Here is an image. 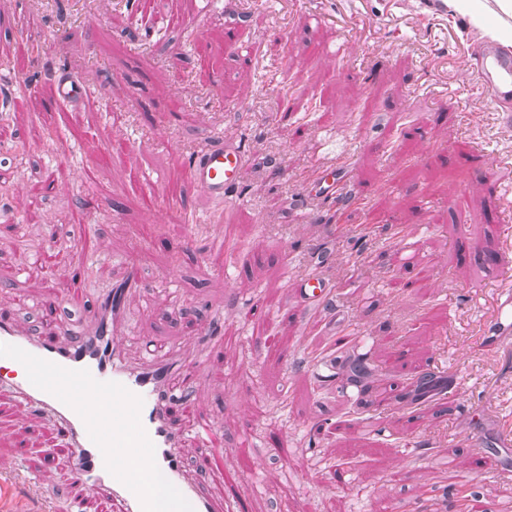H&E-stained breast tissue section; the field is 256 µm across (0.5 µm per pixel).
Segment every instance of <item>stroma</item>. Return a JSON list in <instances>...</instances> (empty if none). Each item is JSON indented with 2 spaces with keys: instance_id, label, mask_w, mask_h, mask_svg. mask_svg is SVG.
<instances>
[{
  "instance_id": "obj_1",
  "label": "stroma",
  "mask_w": 512,
  "mask_h": 512,
  "mask_svg": "<svg viewBox=\"0 0 512 512\" xmlns=\"http://www.w3.org/2000/svg\"><path fill=\"white\" fill-rule=\"evenodd\" d=\"M169 8L181 27L149 23L135 0H0V25L34 18L57 69H74L93 93L59 107L37 78L42 57L30 54L0 79L11 99L0 117L20 133L0 136V154L13 158L0 197V304L45 296L66 319L87 321L130 262L147 286L128 297L118 330L128 359L147 339L196 344L221 320L224 348L202 366L182 419L185 460L199 452L198 422L219 435L222 464L204 479L216 503L232 495L243 512H389L407 485L420 493L413 512H453L427 492L432 457L444 451L489 512H512V489L460 445L478 430L495 447L512 424V335L485 331L497 288L480 263L500 246L499 173L512 170V125L499 122L512 98L494 101L479 80L490 39L432 0H234L247 23L228 16L194 32L184 27L194 0ZM342 41L346 58L326 53ZM286 110L307 123L279 121ZM214 128L254 155L225 204L229 246L217 259L190 239L176 208L143 204L153 194L210 208L189 185L188 155ZM23 141L40 147L22 151ZM343 150L356 185L374 195L359 217L379 227L368 240L333 239L322 202L296 179ZM480 151L488 161L476 172L469 160ZM77 222L90 230L89 277L73 257L31 264L43 248L65 247L60 229ZM392 224L410 227L416 271L394 268L384 247ZM286 249L296 255L289 269L279 260ZM321 259L346 284L340 316L358 314L361 291L376 292L363 320L372 379L396 386L438 362L456 378L461 408L384 416L348 367L325 381L306 349L328 331L305 334L294 316V282ZM245 434L256 442L250 472L238 459ZM69 469L53 421L0 386V512H119L109 491L71 485Z\"/></svg>"
}]
</instances>
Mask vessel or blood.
<instances>
[{"instance_id": "b4317fda", "label": "vessel or blood", "mask_w": 512, "mask_h": 512, "mask_svg": "<svg viewBox=\"0 0 512 512\" xmlns=\"http://www.w3.org/2000/svg\"><path fill=\"white\" fill-rule=\"evenodd\" d=\"M481 86L494 99L512 94L511 52L486 49ZM55 92L58 98L75 101L91 95L64 70L56 75ZM249 162V153L235 138L213 133L189 163V182L220 205L239 184ZM309 183L319 187L327 201L326 212L337 233L363 236L370 232V225L347 223L339 204L346 196L360 211L368 210L372 203L369 191L355 187L348 156L318 165ZM487 264L504 290L490 331L506 336L512 334V266L496 253L488 256ZM141 285L139 270L128 268L123 278L101 295L98 314L89 322L61 319L55 302L43 301L50 325L38 334L22 330L12 308L0 305V367L6 370L0 382L15 387L37 409L53 417L70 452L71 484L90 491L109 488L123 512H158L151 484L158 476L172 491L169 512H218L202 484L183 474L182 404L167 384L174 370L182 371L185 381H192V348L175 344L160 352L150 347L143 360L132 365L124 360L113 338L125 294ZM297 288L300 303L295 316L306 328L338 295L317 268L305 272ZM362 342L359 318L346 319L330 349L315 353L314 360L320 365L330 363L336 354L349 352ZM415 381V375H407L401 392L379 397L380 410L407 416L419 413V406L409 404L402 395ZM200 435L206 452L197 457L195 469L205 475L220 451L217 435L209 426H202Z\"/></svg>"}]
</instances>
